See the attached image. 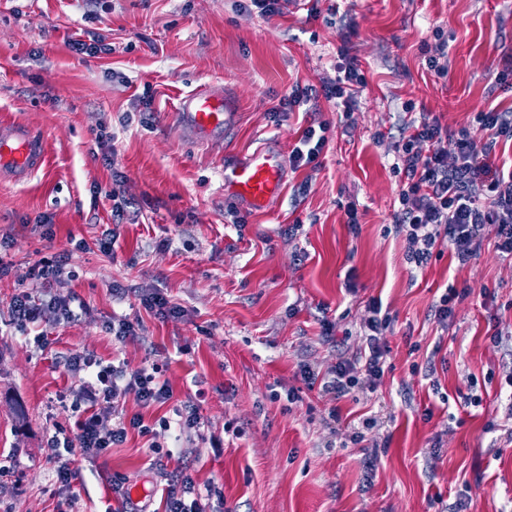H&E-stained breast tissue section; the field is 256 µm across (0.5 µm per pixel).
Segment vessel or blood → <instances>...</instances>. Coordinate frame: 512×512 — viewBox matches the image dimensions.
Wrapping results in <instances>:
<instances>
[{
	"instance_id": "b4317fda",
	"label": "vessel or blood",
	"mask_w": 512,
	"mask_h": 512,
	"mask_svg": "<svg viewBox=\"0 0 512 512\" xmlns=\"http://www.w3.org/2000/svg\"><path fill=\"white\" fill-rule=\"evenodd\" d=\"M240 110L238 96L211 82L179 98L175 118L188 139L205 142L230 132ZM42 135L19 123L0 124V181L20 183L44 166ZM286 163L277 151L260 146L224 169V189L256 211L275 208L286 182Z\"/></svg>"
}]
</instances>
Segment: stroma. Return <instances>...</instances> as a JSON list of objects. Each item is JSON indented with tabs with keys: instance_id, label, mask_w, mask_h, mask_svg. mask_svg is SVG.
<instances>
[{
	"instance_id": "stroma-1",
	"label": "stroma",
	"mask_w": 512,
	"mask_h": 512,
	"mask_svg": "<svg viewBox=\"0 0 512 512\" xmlns=\"http://www.w3.org/2000/svg\"><path fill=\"white\" fill-rule=\"evenodd\" d=\"M438 30L448 41L444 79L423 50ZM76 33L109 53L75 54L67 41ZM343 52L365 83L348 118L319 100L330 129L318 170L289 171L270 213L225 199V163L266 143L291 155L307 116L278 112L281 98L298 84L333 82ZM510 54L512 0H282L268 19L234 0H0V120L42 132L47 151L29 179L0 183V241L14 262L0 276V465L10 469L0 512L69 507L46 441L75 420L84 375L55 362L72 354L129 370L160 364L173 392L163 405L119 404L152 435L130 431L94 460L72 454L73 512H117L115 476L142 489L140 512H163L167 485L184 469L210 512H456L465 484L469 512H512V442L495 424L512 373V260L487 244L465 267L445 256L410 267L393 227L392 170L406 103L452 129L492 106L511 110L512 88L496 81ZM205 78L233 88L241 112L230 135L201 146L179 134L172 112ZM103 126L115 136L107 165L95 156ZM96 183L131 203L109 257L94 245L112 209L93 198ZM63 251L68 263L48 293L69 301L77 320L60 324L49 311L41 327L16 325L11 303L33 289L21 276ZM116 284L130 295L113 298ZM450 284L470 294L444 327L432 307ZM137 288L163 289L182 314L155 318ZM374 297L392 318L377 392L335 401L305 388L299 363L323 373L336 363L322 320L357 350ZM116 314L139 319V338L109 332ZM291 387L300 399L289 405ZM471 395L479 406L467 405ZM186 402L199 407V432L158 427ZM370 418L372 470L366 448L349 442Z\"/></svg>"
}]
</instances>
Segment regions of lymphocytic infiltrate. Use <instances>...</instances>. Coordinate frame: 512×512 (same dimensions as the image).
<instances>
[{
	"mask_svg": "<svg viewBox=\"0 0 512 512\" xmlns=\"http://www.w3.org/2000/svg\"><path fill=\"white\" fill-rule=\"evenodd\" d=\"M363 83L358 65L349 58L339 63L335 82L319 88H294L282 98L281 106L290 111L322 98L348 112ZM475 121L483 138H475L465 126L456 130L443 127L428 112L403 122L398 129L393 171L400 175L401 185L394 226L404 239L405 259L414 267H425L433 255L442 252L467 264L478 259L488 239L501 257L512 259V167L494 160L499 144L512 143V113L492 107L477 113ZM329 128L324 120L308 122L290 157L293 169L319 168ZM46 309L66 322L76 318L69 302L54 297L44 300L26 292L15 298L11 316L14 323L25 327L37 323ZM367 311L357 352L350 357L338 355L335 367L324 375L311 365H300L299 374L307 384H320L322 392L336 400L355 390L376 392L390 352L385 333L391 318L375 298L369 301ZM68 365L88 373L81 396L84 407L78 411L70 435L62 440L51 437L47 448L56 465L57 482L69 489L78 478L70 466V454L78 451L95 458L122 444L129 430L149 434L142 416H117L118 397L130 395L148 407L168 402L172 390L161 381L162 368L157 364L129 371L101 365L89 355H75L69 357Z\"/></svg>",
	"mask_w": 512,
	"mask_h": 512,
	"instance_id": "1",
	"label": "lymphocytic infiltrate"
}]
</instances>
